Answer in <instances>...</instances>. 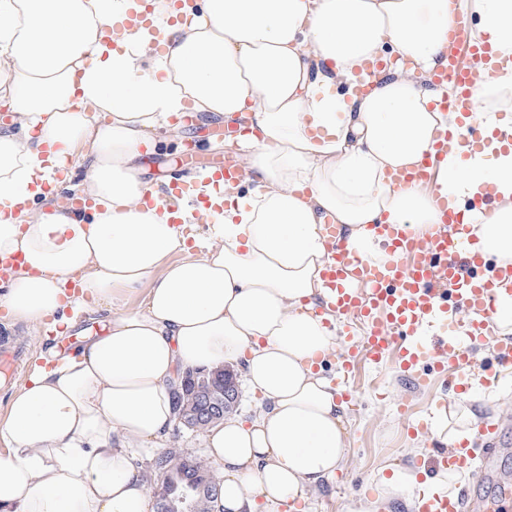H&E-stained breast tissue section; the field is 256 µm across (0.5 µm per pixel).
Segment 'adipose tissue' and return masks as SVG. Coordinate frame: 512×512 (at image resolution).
Instances as JSON below:
<instances>
[{"mask_svg":"<svg viewBox=\"0 0 512 512\" xmlns=\"http://www.w3.org/2000/svg\"><path fill=\"white\" fill-rule=\"evenodd\" d=\"M133 6L0 0V103L17 116L0 127V256L24 257L0 308L66 330L88 301L147 291L79 356L35 367L0 415V512H153L130 451L167 434L179 375L221 365L240 368L265 408L206 431L219 506L279 512L347 463V405L317 369L338 348L318 312L325 216L363 260L385 263L371 225L429 234L437 199L461 204L490 183L498 203L474 246L512 262V121L486 106L512 91V0H156L147 23L130 20ZM460 12L478 17L470 39L492 56L473 107L485 143L466 159L458 141L436 145L435 131L460 125L431 83ZM381 60L371 91L354 92L357 68ZM188 108L244 119L235 143L256 187L201 179L209 207L162 213L142 201V151ZM80 148L95 207L77 216L47 187ZM432 153L428 188H394ZM199 222L209 235L195 251L180 226ZM480 421L452 404L433 431L453 454Z\"/></svg>","mask_w":512,"mask_h":512,"instance_id":"obj_1","label":"adipose tissue"}]
</instances>
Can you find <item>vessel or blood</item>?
<instances>
[{
  "instance_id": "1",
  "label": "vessel or blood",
  "mask_w": 512,
  "mask_h": 512,
  "mask_svg": "<svg viewBox=\"0 0 512 512\" xmlns=\"http://www.w3.org/2000/svg\"><path fill=\"white\" fill-rule=\"evenodd\" d=\"M453 52L447 64L433 77L436 84L454 81L460 90L451 102L441 101V110L455 109L468 122L460 138L465 150L479 149L484 131L472 122L473 96L478 68L487 63L488 49L470 41L464 22H456L450 32ZM432 159H424L410 172L400 175L397 187L426 185L434 177ZM169 211L191 202L193 190L179 171H172L162 192ZM494 205L492 188L472 199L468 207H449L447 200L437 202L442 223L434 236L420 239L412 232L399 230L392 224H379L375 233L381 237L394 261L377 266L363 262L350 252L333 218H325L323 233L336 253L334 263L325 273L330 296L321 311L335 317L340 325L351 318L364 320L366 334L349 347L340 364L349 372L359 355L373 362L392 359L402 372L418 374L421 384H428L435 373L454 368L448 385L459 394H467L478 385L490 384L487 372L472 370L469 363V340H486L490 331L488 319L498 311V290L501 280L512 281V265L499 269L495 276L485 275L483 255L472 249L467 234L477 217L485 215ZM474 319L470 336L459 333L465 316ZM485 467L472 481L471 489L453 498L416 497V512H468L475 495L474 488L497 484V463L502 448L483 451Z\"/></svg>"
}]
</instances>
